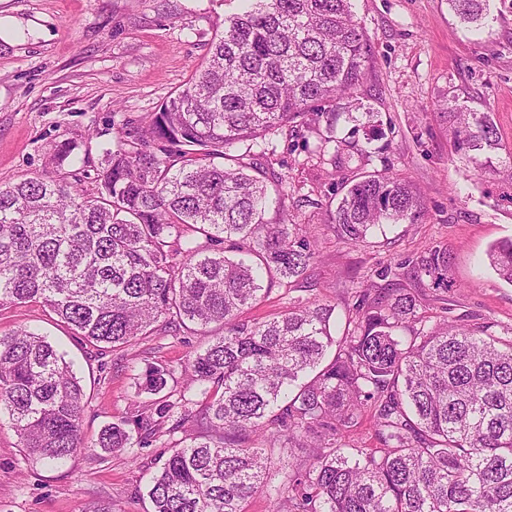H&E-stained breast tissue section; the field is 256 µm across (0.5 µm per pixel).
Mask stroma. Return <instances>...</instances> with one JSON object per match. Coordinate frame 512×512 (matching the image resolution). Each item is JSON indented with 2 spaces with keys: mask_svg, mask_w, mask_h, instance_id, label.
I'll return each mask as SVG.
<instances>
[{
  "mask_svg": "<svg viewBox=\"0 0 512 512\" xmlns=\"http://www.w3.org/2000/svg\"><path fill=\"white\" fill-rule=\"evenodd\" d=\"M239 0H0V20L14 35L0 38V184L35 174L62 176L94 191L103 147L134 135L207 56L225 16ZM492 21L480 33L461 25L448 0H354L372 46L358 91L362 108L382 124L357 133L349 163L319 153L311 129L283 127L259 139L255 162L277 182L315 255L306 280L273 287L244 319L264 321L297 302L318 301L345 317L355 293L387 281L411 285L409 262L447 249L452 289L416 286L428 322L464 319L512 339V285L496 276L489 245L512 237V0H491ZM490 113L501 144L493 168L481 169L454 149L449 102ZM76 149L62 167L51 154L62 141ZM396 174L422 193L425 209L412 224H395L374 243L337 236L331 214L341 183L366 172ZM389 280H382L383 270ZM27 326L63 352L84 390L82 433L131 419V400L155 364L180 369L206 337L189 331L150 336L100 352L39 303L0 306V335ZM173 439L140 451L89 450L59 467L26 459L7 413H0V512H84L102 502L115 512H150L147 482Z\"/></svg>",
  "mask_w": 512,
  "mask_h": 512,
  "instance_id": "1",
  "label": "stroma"
}]
</instances>
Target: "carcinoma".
I'll return each instance as SVG.
<instances>
[{
	"label": "carcinoma",
	"mask_w": 512,
	"mask_h": 512,
	"mask_svg": "<svg viewBox=\"0 0 512 512\" xmlns=\"http://www.w3.org/2000/svg\"><path fill=\"white\" fill-rule=\"evenodd\" d=\"M248 2L146 126L103 149L96 192L42 174L0 184V305L40 302L102 349L158 323L210 337L187 359L178 397L166 393L174 370L150 367L132 419L88 443L70 363L34 331L0 336V410L18 446L55 466L200 429L151 476V512H246L256 495L273 512H512V340L455 320L428 325L405 287L361 290L340 336L331 306L316 302L240 318L273 286L306 279L314 251L284 207L277 223L266 219V177L230 148L302 125L323 104H351L372 58L353 0ZM448 4L476 31L489 23V0ZM343 115L357 132L381 122L378 112H326L320 141L335 144L334 164L350 144L337 132ZM448 118L455 149L491 166L500 143L488 114L457 106ZM340 193L331 223L354 245L424 212L409 182L377 171ZM487 257L512 284V238ZM413 269L440 286L448 251ZM367 414L380 447H344ZM282 448L309 452L287 463Z\"/></svg>",
	"instance_id": "obj_1"
}]
</instances>
